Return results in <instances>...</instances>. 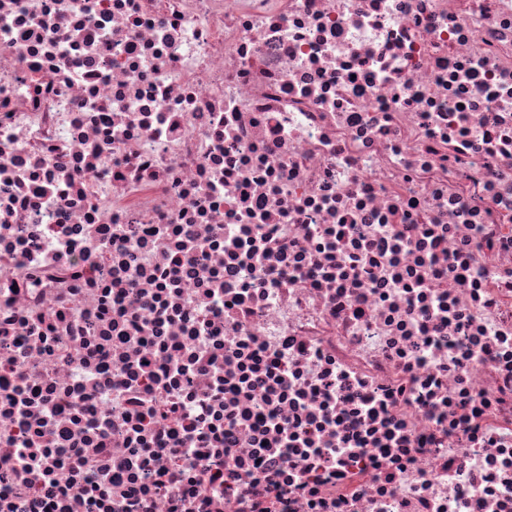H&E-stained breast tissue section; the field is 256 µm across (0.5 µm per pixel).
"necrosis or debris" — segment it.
<instances>
[{
    "mask_svg": "<svg viewBox=\"0 0 512 512\" xmlns=\"http://www.w3.org/2000/svg\"><path fill=\"white\" fill-rule=\"evenodd\" d=\"M0 512H512V0H0Z\"/></svg>",
    "mask_w": 512,
    "mask_h": 512,
    "instance_id": "necrosis-or-debris-1",
    "label": "necrosis or debris"
}]
</instances>
